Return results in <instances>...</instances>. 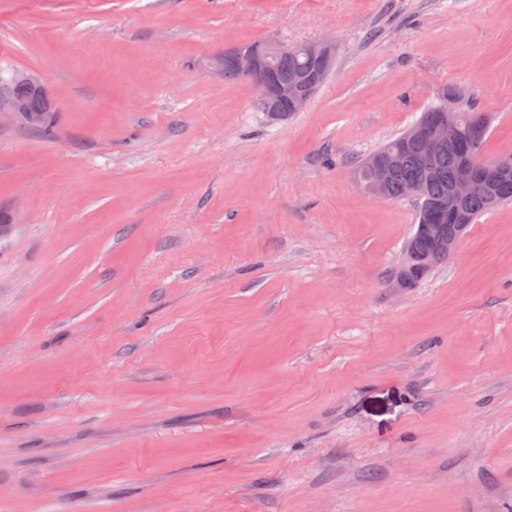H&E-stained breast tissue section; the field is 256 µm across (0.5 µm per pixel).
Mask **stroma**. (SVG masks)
I'll return each mask as SVG.
<instances>
[{
  "label": "stroma",
  "mask_w": 512,
  "mask_h": 512,
  "mask_svg": "<svg viewBox=\"0 0 512 512\" xmlns=\"http://www.w3.org/2000/svg\"><path fill=\"white\" fill-rule=\"evenodd\" d=\"M332 37L267 121L202 64ZM0 512H512V204L388 288L353 157L443 88L512 155V0H0ZM15 73L11 74L12 76L8 81V104H10L12 99L24 100L27 103L29 111L40 117V121L36 125H31L26 120L25 121L30 126L41 132L43 135L50 136L54 131L56 121V109L54 105L38 90L42 89V86L39 80L33 74L19 73L17 76L22 80L30 83L31 85L36 86L38 89L18 79H14L13 74ZM25 102L21 100H15L9 105L6 112H2L1 110L0 124L2 122V118L4 117L10 119L23 117L25 113L28 112Z\"/></svg>",
  "instance_id": "1"
}]
</instances>
